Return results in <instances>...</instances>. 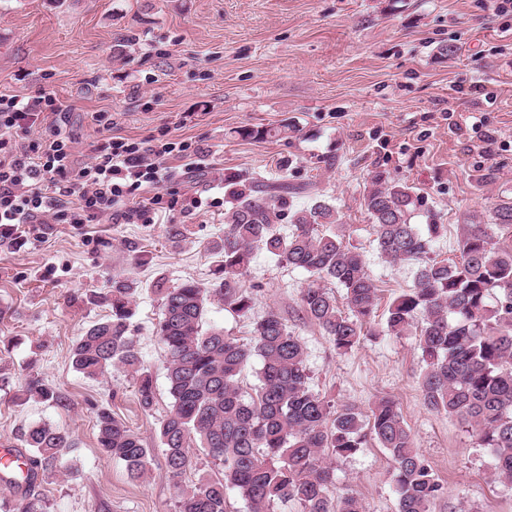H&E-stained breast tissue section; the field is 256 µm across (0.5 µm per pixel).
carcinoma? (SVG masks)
<instances>
[{"label":"carcinoma","mask_w":512,"mask_h":512,"mask_svg":"<svg viewBox=\"0 0 512 512\" xmlns=\"http://www.w3.org/2000/svg\"><path fill=\"white\" fill-rule=\"evenodd\" d=\"M296 132L283 124L236 130L244 139L267 141ZM310 184L281 176L249 182L224 176V238L214 246L216 288L185 280L154 293L162 306L157 331L165 346V370L171 398L160 421L158 439L168 471L182 477L190 451L202 448L222 465L219 478H199L178 486L177 512H227V491L245 501L249 512H274L278 503L295 502L300 512H362L352 494L333 492L330 458L356 454L369 439L385 448L393 462L397 512H430L444 494L425 456L416 448L397 403L376 402L365 415L336 408L309 386L304 348L280 314L267 310L252 322V338L242 343L224 330L204 328L211 297L224 310L249 317L254 287L246 285L254 250L264 249L280 264L299 269L344 291L348 310L339 307L326 287L311 284L300 293V308L346 354L367 337L377 306V288L363 255L343 243L337 232L339 211L317 198L299 206ZM363 206L376 234L377 249L389 263L417 266L413 285L389 303L382 333L412 332L426 371L421 379L424 405L445 413L474 432L478 446L490 451L494 475L512 482V246L504 247L498 231L512 230V197L494 203L490 218L476 212L464 218L467 230L458 241L459 258L430 256L431 243L443 224L425 229L412 223L421 207L414 188L382 171L373 173ZM288 219L283 235L277 224ZM136 283L112 281L103 297L110 307L105 320L92 325L72 349V365L95 379L120 366L136 377L139 406L151 411L156 389L131 332ZM258 358L259 385L243 390L241 372ZM27 392L42 400L57 399L39 374L28 372ZM98 444L123 462L131 478L141 477L150 449L138 433L102 409L97 413ZM29 457L25 484L13 483L15 498L3 512H43L32 493L37 469H46L73 447L69 432L46 423L28 426L20 436Z\"/></svg>","instance_id":"carcinoma-1"}]
</instances>
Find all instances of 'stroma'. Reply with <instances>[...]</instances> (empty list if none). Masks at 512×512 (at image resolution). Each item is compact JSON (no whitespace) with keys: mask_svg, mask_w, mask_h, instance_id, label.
<instances>
[{"mask_svg":"<svg viewBox=\"0 0 512 512\" xmlns=\"http://www.w3.org/2000/svg\"><path fill=\"white\" fill-rule=\"evenodd\" d=\"M448 45L457 47L455 56L442 55ZM479 84L495 94L492 108L480 109L469 96ZM41 90L68 105L78 160L107 134L92 120L100 111L115 113L114 135L188 140L207 150L199 170L169 160L166 189L176 204L162 223L108 219L90 234L51 224L22 249L0 243V446L20 447L21 432L35 422L67 429L74 442L61 466L40 472L33 485L47 512H175L176 481L157 437L171 399L152 286L161 278L212 287L225 175L284 173L333 200L345 242L363 255L378 288L379 327L416 268L379 257L363 207L370 176L383 171L413 186L423 200L417 224L446 227L431 246L440 259L456 257L467 212H488L512 193V16L495 15L487 0H400L394 11L389 0H0V92L29 97ZM476 115L502 142L495 158L481 152L471 130ZM283 122L295 134L263 142L236 134ZM173 224L182 236L172 237ZM116 278L140 286L132 334L156 386L150 412L140 408L124 369L88 379L72 366L79 337L108 315L104 297ZM247 282L257 288L251 318L225 312L214 298L206 325L246 342L252 317L277 310L305 348L315 391L362 412L383 397L396 401L447 488L432 512H512V483L492 480L489 456L470 428L424 405L415 337L381 336L341 355L300 310L306 272L259 250ZM32 367L58 401L27 398ZM102 408L150 448L141 479L100 451ZM331 465L337 493L354 494L364 512H396L384 448L371 442Z\"/></svg>","mask_w":512,"mask_h":512,"instance_id":"obj_1","label":"stroma"}]
</instances>
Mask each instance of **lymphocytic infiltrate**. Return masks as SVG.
<instances>
[{"label":"lymphocytic infiltrate","mask_w":512,"mask_h":512,"mask_svg":"<svg viewBox=\"0 0 512 512\" xmlns=\"http://www.w3.org/2000/svg\"><path fill=\"white\" fill-rule=\"evenodd\" d=\"M66 115V105L51 92L0 94V239L22 246L42 239L47 224L81 227L114 216L154 223L163 207L160 189L170 177L167 160L203 152L186 141L146 144L112 135L111 113L96 112L93 121L109 136L81 163L63 129ZM36 125L42 131L34 138ZM149 188L154 196L142 200Z\"/></svg>","instance_id":"1"}]
</instances>
